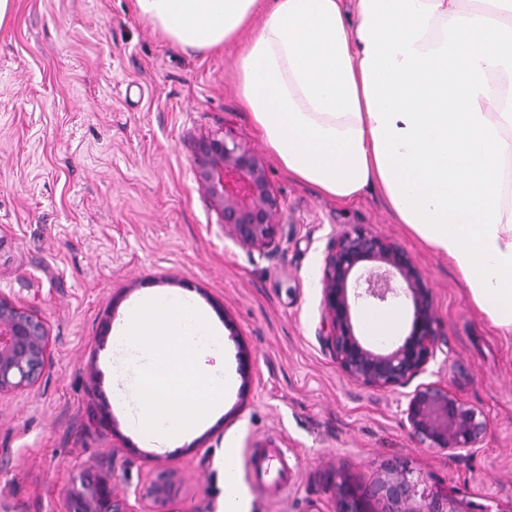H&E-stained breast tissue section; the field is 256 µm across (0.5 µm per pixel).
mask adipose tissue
<instances>
[{
	"instance_id": "ef3b65f1",
	"label": "adipose tissue",
	"mask_w": 512,
	"mask_h": 512,
	"mask_svg": "<svg viewBox=\"0 0 512 512\" xmlns=\"http://www.w3.org/2000/svg\"><path fill=\"white\" fill-rule=\"evenodd\" d=\"M172 45L239 44L270 156L321 194L377 191L512 333V0H134ZM219 512H247L226 444Z\"/></svg>"
}]
</instances>
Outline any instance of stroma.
Returning <instances> with one entry per match:
<instances>
[{
  "label": "stroma",
  "instance_id": "35a3bbf8",
  "mask_svg": "<svg viewBox=\"0 0 512 512\" xmlns=\"http://www.w3.org/2000/svg\"><path fill=\"white\" fill-rule=\"evenodd\" d=\"M238 50L176 47L133 0H14L0 27V293L50 336L38 382L0 393V512H66L87 467L111 471L137 512H218L228 441L242 458L266 443L296 457L280 500L245 485L248 512H334L339 478L368 490L389 464L454 491L463 512H512V333L379 195L329 198L273 161L238 101ZM224 132L283 201L261 251L225 236L194 179L198 141ZM355 227L399 243L432 290L436 349L402 387L349 379L318 334L327 246ZM158 291L210 312L234 378L223 410L162 451L114 409L104 370L128 304ZM430 383L484 415L477 448L413 435L404 410ZM162 477L159 501L149 490Z\"/></svg>",
  "mask_w": 512,
  "mask_h": 512
}]
</instances>
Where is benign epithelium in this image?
I'll list each match as a JSON object with an SVG mask.
<instances>
[{
	"label": "benign epithelium",
	"instance_id": "7a95c632",
	"mask_svg": "<svg viewBox=\"0 0 512 512\" xmlns=\"http://www.w3.org/2000/svg\"><path fill=\"white\" fill-rule=\"evenodd\" d=\"M192 171L224 225V235L251 249L270 244L283 204L249 148L232 138L206 136L197 143ZM399 279L406 287H397ZM322 284L320 335L347 377L370 387L394 388L425 371L437 343L432 290L400 245L356 228L336 234L324 258ZM400 296L412 307L409 333L387 353L363 345L354 332L352 303ZM49 346L45 323L0 294V393L36 384ZM404 413L413 435L428 448L471 449L487 429L479 412L433 384L416 388ZM79 482L67 497V512H137L128 497L114 493L112 473L86 470ZM369 495L380 504L378 512H459L447 490L434 491L396 466L386 468ZM369 495L340 481L334 488V512H367Z\"/></svg>",
	"mask_w": 512,
	"mask_h": 512
}]
</instances>
